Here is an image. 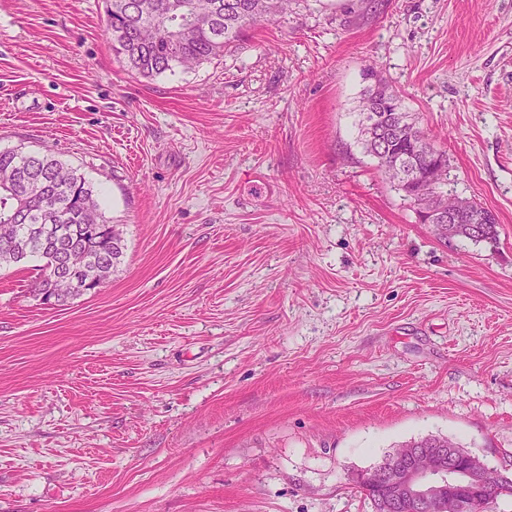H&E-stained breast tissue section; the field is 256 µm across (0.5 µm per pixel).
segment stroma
<instances>
[{"label": "stroma", "instance_id": "stroma-1", "mask_svg": "<svg viewBox=\"0 0 512 512\" xmlns=\"http://www.w3.org/2000/svg\"><path fill=\"white\" fill-rule=\"evenodd\" d=\"M105 0H0V149L80 169L101 288L0 269V512H374L445 436L512 478V0H294L152 79ZM376 66L496 242L419 221L358 136Z\"/></svg>", "mask_w": 512, "mask_h": 512}]
</instances>
